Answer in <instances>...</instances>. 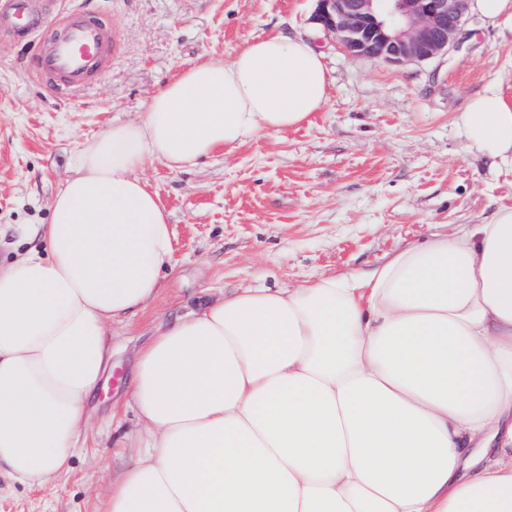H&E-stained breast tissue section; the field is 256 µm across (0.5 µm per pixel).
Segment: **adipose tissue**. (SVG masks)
<instances>
[{
	"label": "adipose tissue",
	"mask_w": 512,
	"mask_h": 512,
	"mask_svg": "<svg viewBox=\"0 0 512 512\" xmlns=\"http://www.w3.org/2000/svg\"><path fill=\"white\" fill-rule=\"evenodd\" d=\"M328 87L310 39L260 37L79 150L45 252L0 267V475L68 473L109 325L172 266L169 217L136 169L301 126ZM459 121L471 149L512 160L496 83ZM131 387L145 432L100 512H512V207L367 272L225 293L160 326Z\"/></svg>",
	"instance_id": "1"
}]
</instances>
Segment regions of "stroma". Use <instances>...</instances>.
I'll return each mask as SVG.
<instances>
[{
  "label": "stroma",
  "mask_w": 512,
  "mask_h": 512,
  "mask_svg": "<svg viewBox=\"0 0 512 512\" xmlns=\"http://www.w3.org/2000/svg\"><path fill=\"white\" fill-rule=\"evenodd\" d=\"M112 15V66L75 98L26 69L36 42L0 40V264L40 246V225L82 145L136 122L184 70L229 59L276 31L322 53L328 100L310 121L218 150L188 170H139L174 231L158 295L111 328L112 367L68 474L0 480V512H99L144 428L131 399L136 355L160 325L241 287L293 288L367 271L433 234L512 206V164L473 151L457 122L491 82L512 101V30L466 14L458 46L424 63L345 52L313 21L316 0H76Z\"/></svg>",
  "instance_id": "1"
}]
</instances>
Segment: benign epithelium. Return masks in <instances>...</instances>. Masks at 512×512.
<instances>
[{
    "label": "benign epithelium",
    "mask_w": 512,
    "mask_h": 512,
    "mask_svg": "<svg viewBox=\"0 0 512 512\" xmlns=\"http://www.w3.org/2000/svg\"><path fill=\"white\" fill-rule=\"evenodd\" d=\"M468 0H317L314 20L350 54L424 62L455 47Z\"/></svg>",
    "instance_id": "obj_1"
}]
</instances>
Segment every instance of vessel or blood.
<instances>
[{"mask_svg":"<svg viewBox=\"0 0 512 512\" xmlns=\"http://www.w3.org/2000/svg\"><path fill=\"white\" fill-rule=\"evenodd\" d=\"M0 37L37 39L31 75L68 98L112 63V17L101 11L73 6L48 21L41 0H0Z\"/></svg>","mask_w":512,"mask_h":512,"instance_id":"obj_1","label":"vessel or blood"}]
</instances>
